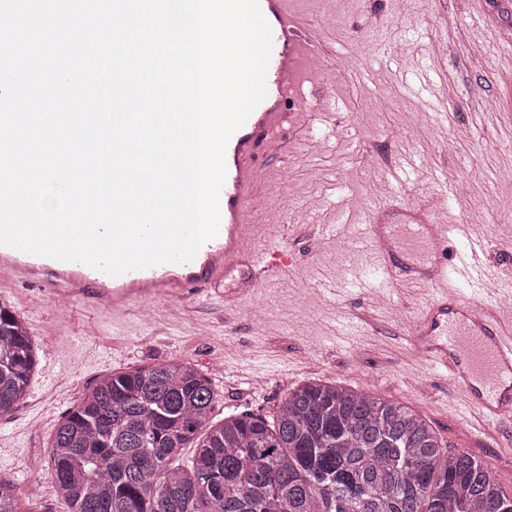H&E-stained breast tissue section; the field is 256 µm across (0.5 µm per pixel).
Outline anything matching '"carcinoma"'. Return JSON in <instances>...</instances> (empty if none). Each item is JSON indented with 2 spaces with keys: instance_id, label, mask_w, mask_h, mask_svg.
<instances>
[{
  "instance_id": "cac0c4a2",
  "label": "carcinoma",
  "mask_w": 512,
  "mask_h": 512,
  "mask_svg": "<svg viewBox=\"0 0 512 512\" xmlns=\"http://www.w3.org/2000/svg\"><path fill=\"white\" fill-rule=\"evenodd\" d=\"M38 365L23 320L0 303V414ZM189 362L105 377L64 417L50 467L65 512H512L497 472L446 451L419 414L340 384L288 392L273 424L211 418ZM193 449L190 465H174ZM0 512H24L0 480Z\"/></svg>"
}]
</instances>
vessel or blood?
Returning <instances> with one entry per match:
<instances>
[{
	"label": "vessel or blood",
	"mask_w": 512,
	"mask_h": 512,
	"mask_svg": "<svg viewBox=\"0 0 512 512\" xmlns=\"http://www.w3.org/2000/svg\"><path fill=\"white\" fill-rule=\"evenodd\" d=\"M257 2L272 32L266 95L227 142L218 231L194 259L114 277L82 262L55 259L39 264L32 254L0 245V277L38 284L70 300L84 298L117 315L134 301H176L192 289L216 287L242 268L245 277L227 297L234 304L281 273L288 262L287 233L269 234L260 248L247 243L248 218L263 175L254 156L264 145L279 159H287L283 132L294 113L306 108L296 88L316 47L303 36L289 0ZM420 168V156L395 159L390 163L391 181L400 183ZM435 210L432 201L410 204L385 193L359 211L354 242L368 261L355 269L351 283L356 291L373 296L399 283L430 288L410 323L411 343L437 375L461 391L482 422L481 434L499 440L502 425L512 423V328L504 325L502 307L489 301L499 282L485 262L490 243L468 226L436 223ZM452 239L463 243L455 263L443 251Z\"/></svg>",
	"instance_id": "1"
}]
</instances>
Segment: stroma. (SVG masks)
<instances>
[{"label": "stroma", "mask_w": 512, "mask_h": 512, "mask_svg": "<svg viewBox=\"0 0 512 512\" xmlns=\"http://www.w3.org/2000/svg\"><path fill=\"white\" fill-rule=\"evenodd\" d=\"M312 41L354 59L336 85L337 125L318 129V59L303 88L309 107L289 134L295 146L281 161L264 149L260 186L268 206L249 221L255 245L280 224H321L334 231L295 246V267L268 281L233 309L225 288H201L175 306L132 302L112 317L88 300L59 312L49 291L0 279V302L26 323L38 346V367L26 396L0 415V478L32 512H64L49 467L62 418L104 377L170 361L207 375L211 417L251 413L273 421L288 392L310 380L338 383L401 402L430 423L441 443L463 449L497 471L512 494V446L473 432L462 397L436 378L413 350L407 325L389 304L370 305L357 292L331 298L321 281L343 282L363 263L352 249L355 227L345 215L375 201L389 174L383 156H422L430 173L400 187L408 202L435 197L440 224H479L492 241L493 271L512 269V124L487 115L497 100L512 113V0H291ZM453 16L445 31L444 16ZM439 63L429 90L415 87L420 57ZM464 183L448 201L433 171ZM287 195L290 210L275 207Z\"/></svg>", "instance_id": "1"}]
</instances>
